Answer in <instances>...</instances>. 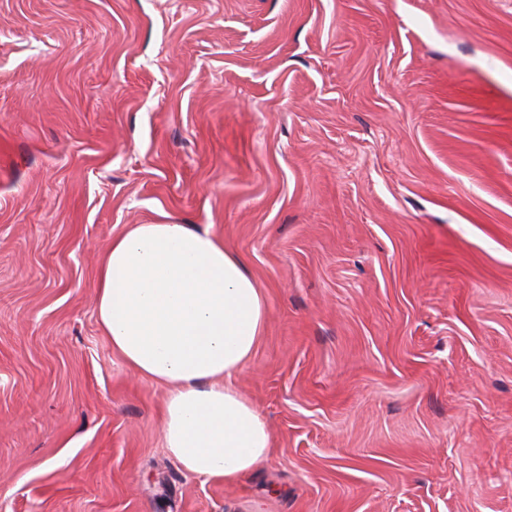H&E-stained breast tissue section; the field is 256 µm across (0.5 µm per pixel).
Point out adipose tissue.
Listing matches in <instances>:
<instances>
[{
  "label": "adipose tissue",
  "instance_id": "ef3b65f1",
  "mask_svg": "<svg viewBox=\"0 0 512 512\" xmlns=\"http://www.w3.org/2000/svg\"><path fill=\"white\" fill-rule=\"evenodd\" d=\"M95 308L113 351L166 386L163 446L187 475L228 482L268 455L266 423L234 384L266 327L241 256L179 218L133 225L106 250Z\"/></svg>",
  "mask_w": 512,
  "mask_h": 512
}]
</instances>
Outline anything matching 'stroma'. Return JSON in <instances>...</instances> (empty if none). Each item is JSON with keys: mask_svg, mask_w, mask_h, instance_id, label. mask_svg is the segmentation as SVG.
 I'll use <instances>...</instances> for the list:
<instances>
[{"mask_svg": "<svg viewBox=\"0 0 512 512\" xmlns=\"http://www.w3.org/2000/svg\"><path fill=\"white\" fill-rule=\"evenodd\" d=\"M164 213L266 300L233 482L97 323ZM0 512H512V0H0Z\"/></svg>", "mask_w": 512, "mask_h": 512, "instance_id": "35a3bbf8", "label": "stroma"}]
</instances>
